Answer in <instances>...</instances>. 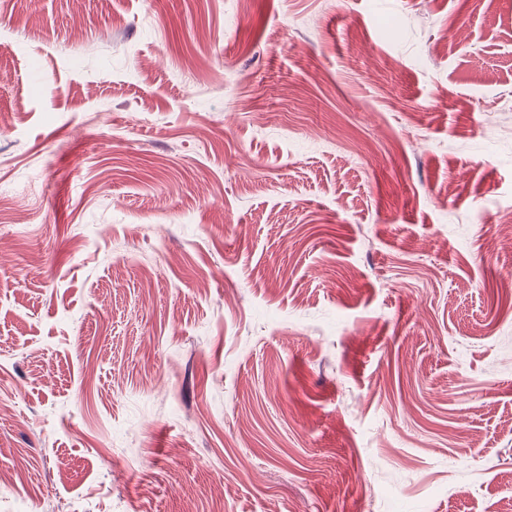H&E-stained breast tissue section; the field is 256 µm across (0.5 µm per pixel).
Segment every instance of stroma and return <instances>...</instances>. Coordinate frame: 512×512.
Masks as SVG:
<instances>
[{
	"instance_id": "stroma-1",
	"label": "stroma",
	"mask_w": 512,
	"mask_h": 512,
	"mask_svg": "<svg viewBox=\"0 0 512 512\" xmlns=\"http://www.w3.org/2000/svg\"><path fill=\"white\" fill-rule=\"evenodd\" d=\"M506 212L512 0H0V512H496Z\"/></svg>"
}]
</instances>
